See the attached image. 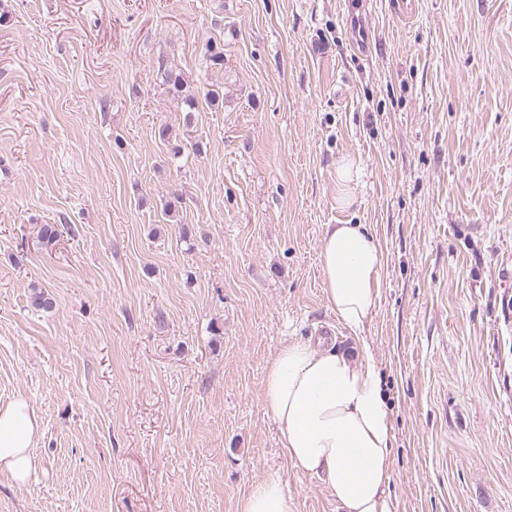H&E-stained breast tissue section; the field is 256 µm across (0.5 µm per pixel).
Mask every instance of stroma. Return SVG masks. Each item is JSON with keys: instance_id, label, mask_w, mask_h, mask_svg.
<instances>
[{"instance_id": "1", "label": "stroma", "mask_w": 512, "mask_h": 512, "mask_svg": "<svg viewBox=\"0 0 512 512\" xmlns=\"http://www.w3.org/2000/svg\"><path fill=\"white\" fill-rule=\"evenodd\" d=\"M362 2L0 0V405L40 421L0 512H239L268 478L337 512L263 395L281 344L354 343L329 224L383 255L395 512H512V0Z\"/></svg>"}]
</instances>
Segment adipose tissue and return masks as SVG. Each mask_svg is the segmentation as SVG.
<instances>
[{"mask_svg":"<svg viewBox=\"0 0 512 512\" xmlns=\"http://www.w3.org/2000/svg\"><path fill=\"white\" fill-rule=\"evenodd\" d=\"M326 299L337 319L359 333L376 307L382 254L362 224H330L321 245ZM264 400L288 460L321 479L340 512H394L389 490L391 426L381 379L367 342L357 351L326 341H295L272 356ZM39 430L29 401L0 406V470L21 484L37 466ZM239 512H290L278 480L256 483Z\"/></svg>","mask_w":512,"mask_h":512,"instance_id":"ef3b65f1","label":"adipose tissue"}]
</instances>
